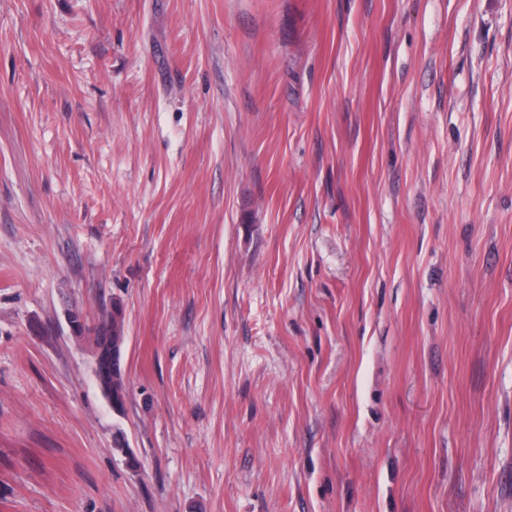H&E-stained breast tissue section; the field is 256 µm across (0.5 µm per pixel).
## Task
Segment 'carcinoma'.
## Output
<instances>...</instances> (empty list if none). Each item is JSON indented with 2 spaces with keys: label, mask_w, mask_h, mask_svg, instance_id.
Instances as JSON below:
<instances>
[{
  "label": "carcinoma",
  "mask_w": 512,
  "mask_h": 512,
  "mask_svg": "<svg viewBox=\"0 0 512 512\" xmlns=\"http://www.w3.org/2000/svg\"><path fill=\"white\" fill-rule=\"evenodd\" d=\"M94 346V355L99 357L109 350L116 352L117 366L112 376L101 379L99 387L112 393V411L124 414L127 388L125 383V335L123 310L113 305L112 312H104L102 318L88 329Z\"/></svg>",
  "instance_id": "obj_1"
}]
</instances>
